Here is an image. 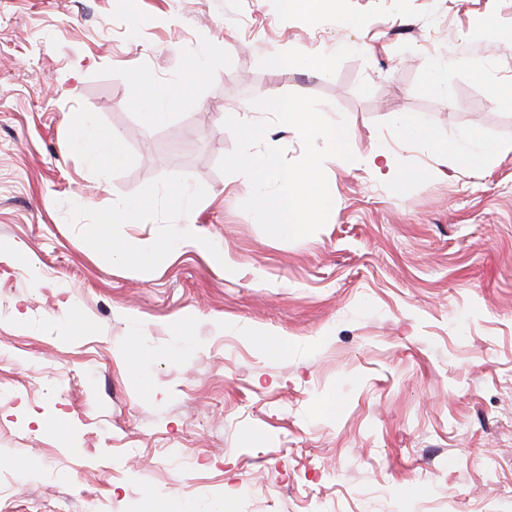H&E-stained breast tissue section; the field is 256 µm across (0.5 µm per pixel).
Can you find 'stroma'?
<instances>
[{
    "mask_svg": "<svg viewBox=\"0 0 512 512\" xmlns=\"http://www.w3.org/2000/svg\"><path fill=\"white\" fill-rule=\"evenodd\" d=\"M358 16H282L277 0H0V503L8 512H512V151L478 167L445 144H512V0H339ZM494 19L492 32L475 24ZM285 52L332 74L272 70ZM449 59V102L427 64ZM478 60L484 75L466 66ZM182 100L146 123L133 72ZM384 142L399 185L323 157L327 209L273 235L229 163L310 145L233 114L270 90ZM128 163L70 146L80 113ZM424 126L442 151L396 137ZM195 191L190 215L175 199ZM134 240L189 223L233 274L185 249L147 271L87 244L116 198ZM286 342L260 351L246 334ZM140 357L128 362L130 347ZM333 412H322L326 399ZM143 205L137 202L119 199L112 204V211L109 212L100 223L103 224H136L139 221Z\"/></svg>",
    "mask_w": 512,
    "mask_h": 512,
    "instance_id": "1",
    "label": "stroma"
}]
</instances>
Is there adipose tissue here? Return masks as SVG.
<instances>
[{"label": "adipose tissue", "instance_id": "adipose-tissue-1", "mask_svg": "<svg viewBox=\"0 0 512 512\" xmlns=\"http://www.w3.org/2000/svg\"><path fill=\"white\" fill-rule=\"evenodd\" d=\"M135 80L139 86L137 102L146 109L145 120H162L165 110L178 101V94L142 73L136 74ZM263 109L272 114L282 128L301 131L312 147L310 159L299 168L285 166L271 153L246 152L230 164L235 181L244 191L266 203L269 225L275 232L301 233L306 223L325 205L327 190L319 167L322 154L336 156L347 166L363 161L372 166L384 162L403 183L415 175L414 170L396 167L393 158L382 148H375L364 156L357 154L347 128L338 122L327 126L317 124L316 106L302 99L286 98L273 91L265 99ZM71 138L74 147L96 167L111 169L128 161L123 136L97 127L90 113L80 114ZM92 246L107 262L139 270L152 268L185 247L209 255L216 262L224 260L223 250L217 248L211 238L196 234L188 224L160 241L100 234L93 239Z\"/></svg>", "mask_w": 512, "mask_h": 512}]
</instances>
